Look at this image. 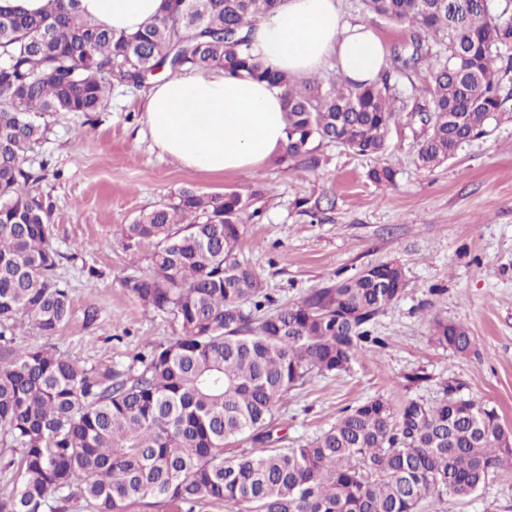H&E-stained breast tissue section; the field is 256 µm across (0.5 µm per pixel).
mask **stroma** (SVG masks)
<instances>
[{
	"instance_id": "obj_1",
	"label": "stroma",
	"mask_w": 512,
	"mask_h": 512,
	"mask_svg": "<svg viewBox=\"0 0 512 512\" xmlns=\"http://www.w3.org/2000/svg\"><path fill=\"white\" fill-rule=\"evenodd\" d=\"M346 19L372 27L386 51L410 52L412 31L365 10L361 0H340ZM429 63L396 74L402 103L384 151L362 156L322 145L314 170L272 160L257 172L203 173L160 157L144 123L146 91L114 87L106 107L90 116L56 114L38 151L48 177L41 192L63 258L70 321L57 335L42 336L30 321L15 329L14 345H54L74 364L127 369L151 346L176 332L172 318L143 308L126 280L149 270L148 248L126 251L121 229L184 186L217 194L235 190L263 195L253 205L260 221L248 223L239 257L250 264L278 304L300 302L362 268L401 266L407 282L401 299L379 314L373 341L349 371L317 377L285 396L275 409L285 445L298 446L329 430L345 409L372 398L398 405L433 404L441 382H461L462 392L496 407L512 429V84L487 136L464 143L434 170L417 163L430 132L421 107ZM376 166L395 172L376 184ZM322 199L319 221L299 214L297 199ZM96 308L94 323L84 321ZM464 325L476 354L462 357L439 347L433 317ZM443 512H512V471L492 478L472 498H446Z\"/></svg>"
}]
</instances>
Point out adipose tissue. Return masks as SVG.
Instances as JSON below:
<instances>
[{"instance_id":"adipose-tissue-1","label":"adipose tissue","mask_w":512,"mask_h":512,"mask_svg":"<svg viewBox=\"0 0 512 512\" xmlns=\"http://www.w3.org/2000/svg\"><path fill=\"white\" fill-rule=\"evenodd\" d=\"M163 5L164 0H80L83 15L118 35L141 30ZM252 51L271 69L298 79L331 67L356 83L374 81L386 59L378 35L348 23L339 0H280L256 23ZM145 121L161 154L203 172L255 171L288 143L279 92L220 69L186 71L155 84Z\"/></svg>"}]
</instances>
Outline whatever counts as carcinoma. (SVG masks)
Returning a JSON list of instances; mask_svg holds the SVG:
<instances>
[{
  "label": "carcinoma",
  "instance_id": "obj_1",
  "mask_svg": "<svg viewBox=\"0 0 512 512\" xmlns=\"http://www.w3.org/2000/svg\"><path fill=\"white\" fill-rule=\"evenodd\" d=\"M49 2L36 14L0 9V447L9 453L0 512H66L73 500L129 512L155 499L173 512L212 502L246 512H419L428 498L463 500L512 470V430L453 380L433 405L375 398L304 445L267 447L276 404L314 376L347 371L406 282L399 266L380 263L275 305L238 258L244 224L259 211L234 190L183 188L122 229L126 250L152 246L151 273L128 286L178 327L137 358L139 368L101 373L49 345H12L19 318L54 336L71 316L50 208L36 193L42 175L25 167L47 137V116L96 112L113 86L140 89L158 69L219 68L280 91L288 146L279 162L313 168L324 141L381 153L398 115L388 70L368 85L339 77L325 86L252 55L254 21L277 0H164L161 16L119 37L83 17L79 0ZM363 2L414 29L409 59L394 62L418 61L430 38L445 44L430 66L432 132L417 153L433 169L502 112L512 81L503 55L512 49L509 5ZM432 327L437 345L475 351L465 326L436 316ZM241 442L260 447L224 456Z\"/></svg>",
  "mask_w": 512,
  "mask_h": 512
}]
</instances>
